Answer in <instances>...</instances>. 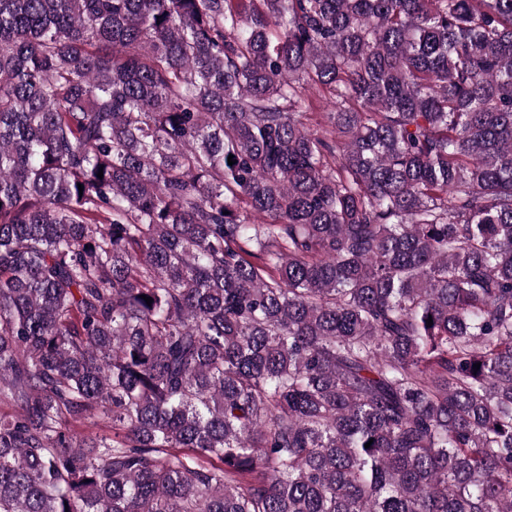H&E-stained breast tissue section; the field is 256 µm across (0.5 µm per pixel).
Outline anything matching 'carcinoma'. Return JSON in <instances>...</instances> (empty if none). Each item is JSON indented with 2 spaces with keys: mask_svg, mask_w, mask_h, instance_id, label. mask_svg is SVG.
I'll list each match as a JSON object with an SVG mask.
<instances>
[{
  "mask_svg": "<svg viewBox=\"0 0 512 512\" xmlns=\"http://www.w3.org/2000/svg\"><path fill=\"white\" fill-rule=\"evenodd\" d=\"M0 406V512H512V0H0Z\"/></svg>",
  "mask_w": 512,
  "mask_h": 512,
  "instance_id": "cac0c4a2",
  "label": "carcinoma"
}]
</instances>
